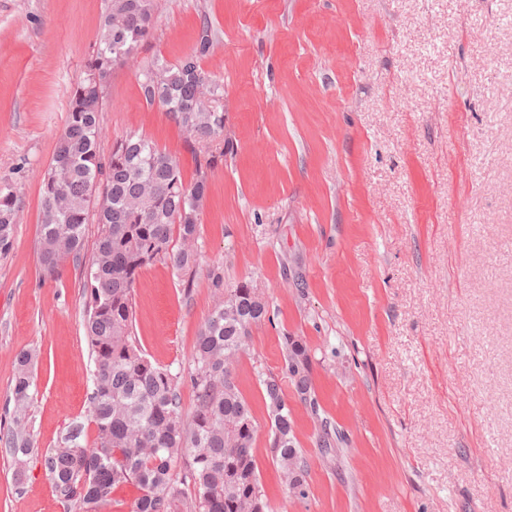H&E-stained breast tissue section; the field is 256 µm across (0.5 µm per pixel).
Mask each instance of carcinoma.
Returning <instances> with one entry per match:
<instances>
[{
  "instance_id": "1",
  "label": "carcinoma",
  "mask_w": 512,
  "mask_h": 512,
  "mask_svg": "<svg viewBox=\"0 0 512 512\" xmlns=\"http://www.w3.org/2000/svg\"><path fill=\"white\" fill-rule=\"evenodd\" d=\"M156 11V0H108L100 36L83 78L70 90L65 127L41 175V268L51 278L62 274L68 260L85 269V331L95 363L89 406L97 431L89 448L80 442L83 427L72 425L41 462L56 498L79 512H101L112 492L127 484L139 491L131 512H251L256 501L268 507L255 460L259 427L231 371L252 326L268 313L257 289L241 282L224 292L185 374L152 363L132 336V292L143 269L166 260L190 292L209 172L228 149L222 87L202 65L214 37L205 21L192 50L176 63L147 62L138 70L145 104L162 109L187 134L196 163L193 182L185 184L175 157L136 132L113 139L109 158L102 160L100 115L109 80L135 61L152 35ZM16 198L9 181H0V257L13 246ZM89 224L99 228L87 259ZM34 359L31 351L17 356L14 427L4 440L20 474L33 451ZM284 362L295 392L308 399L312 381L305 346L286 338ZM186 380L196 394L188 419L180 395ZM260 384L280 481L303 498L307 464L295 446L281 379L262 376ZM181 461L185 469L179 477L175 467Z\"/></svg>"
}]
</instances>
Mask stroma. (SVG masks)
<instances>
[{"label":"stroma","mask_w":512,"mask_h":512,"mask_svg":"<svg viewBox=\"0 0 512 512\" xmlns=\"http://www.w3.org/2000/svg\"><path fill=\"white\" fill-rule=\"evenodd\" d=\"M106 6L0 0V179L18 206L0 258L2 436L15 358L39 353L38 453L18 476L0 445V512H68L40 455L76 423L96 437L83 269L44 277L37 241L40 174ZM156 16L110 78L101 154L135 131L193 181L185 134L136 74L176 63L204 21L233 150L209 175L191 292L162 261L135 284L147 358L188 371L225 289L249 282L269 318L234 376L267 512H512V0H157ZM289 336L312 378L308 403L284 387L303 498L280 484L259 381L281 374Z\"/></svg>","instance_id":"obj_1"}]
</instances>
